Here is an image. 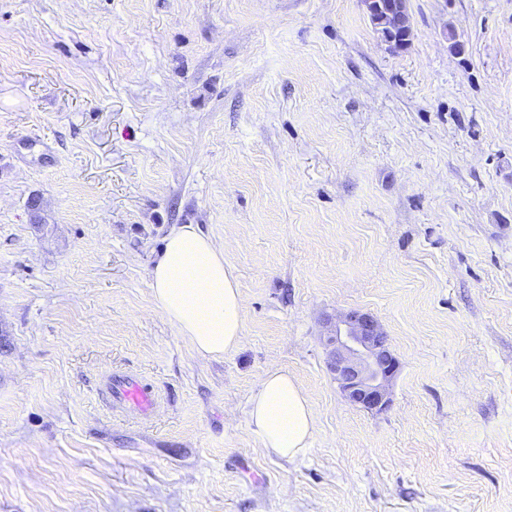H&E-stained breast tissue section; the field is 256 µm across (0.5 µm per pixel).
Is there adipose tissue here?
Wrapping results in <instances>:
<instances>
[{"label":"adipose tissue","instance_id":"adipose-tissue-1","mask_svg":"<svg viewBox=\"0 0 512 512\" xmlns=\"http://www.w3.org/2000/svg\"><path fill=\"white\" fill-rule=\"evenodd\" d=\"M151 288L162 313L195 351L223 357L243 337L242 297L224 250L190 224L174 227L151 271ZM263 448L293 459L315 432L312 408L288 371L266 372L247 411Z\"/></svg>","mask_w":512,"mask_h":512}]
</instances>
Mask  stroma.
<instances>
[{"label": "stroma", "mask_w": 512, "mask_h": 512, "mask_svg": "<svg viewBox=\"0 0 512 512\" xmlns=\"http://www.w3.org/2000/svg\"><path fill=\"white\" fill-rule=\"evenodd\" d=\"M407 7L393 53L362 0H0V512H512V0ZM181 224L240 288L220 359L151 289ZM349 310L386 411L329 370ZM273 369L292 461L248 422ZM329 367L345 398L366 410L390 406L389 386L400 364L388 348L380 324L371 315L351 310L325 321ZM247 415L262 447L279 458H296L314 437L312 408L288 370L263 375ZM105 392L113 407L137 415L149 417L157 409L155 387L134 374L112 373L106 380Z\"/></svg>", "instance_id": "35a3bbf8"}]
</instances>
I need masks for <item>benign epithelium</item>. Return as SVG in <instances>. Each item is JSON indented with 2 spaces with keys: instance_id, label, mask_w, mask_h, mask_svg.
<instances>
[{
  "instance_id": "benign-epithelium-1",
  "label": "benign epithelium",
  "mask_w": 512,
  "mask_h": 512,
  "mask_svg": "<svg viewBox=\"0 0 512 512\" xmlns=\"http://www.w3.org/2000/svg\"><path fill=\"white\" fill-rule=\"evenodd\" d=\"M387 31L378 34L392 52L397 47L391 37L396 31L409 32V20L397 0H389L383 9ZM324 341L329 349V367L345 398L366 410L382 412L390 406L389 386L400 364L388 348L380 324L371 315L351 310L325 321Z\"/></svg>"
}]
</instances>
